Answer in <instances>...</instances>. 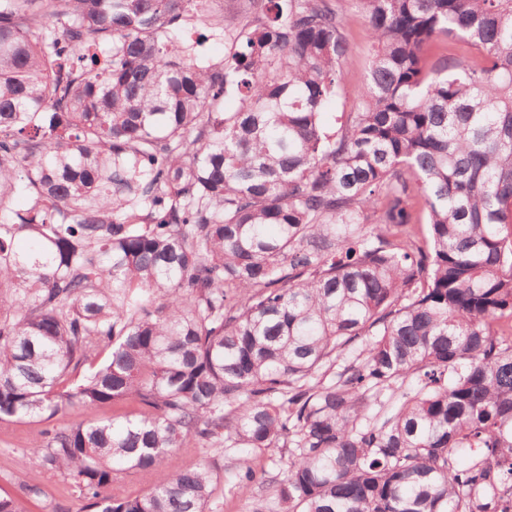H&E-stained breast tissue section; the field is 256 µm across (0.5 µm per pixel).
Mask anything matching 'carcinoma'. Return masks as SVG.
<instances>
[{
	"mask_svg": "<svg viewBox=\"0 0 512 512\" xmlns=\"http://www.w3.org/2000/svg\"><path fill=\"white\" fill-rule=\"evenodd\" d=\"M217 2L0 0V424L126 406L23 467L206 512L205 464L118 484L287 448L283 512H512V0ZM350 31L351 59L348 65L349 77L338 96L326 110L325 120L329 127L336 126L341 112H349L356 104L360 80L368 68L369 42L364 19L358 14L348 18ZM168 477V470L160 468L148 476L139 473H129L123 479V490L126 495L137 496L153 484L163 482Z\"/></svg>",
	"mask_w": 512,
	"mask_h": 512,
	"instance_id": "carcinoma-1",
	"label": "carcinoma"
}]
</instances>
